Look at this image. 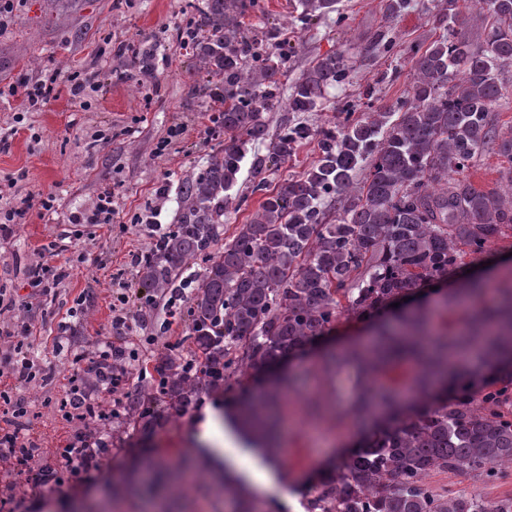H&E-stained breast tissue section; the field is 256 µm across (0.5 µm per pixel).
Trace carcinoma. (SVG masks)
<instances>
[{
    "label": "carcinoma",
    "instance_id": "cac0c4a2",
    "mask_svg": "<svg viewBox=\"0 0 512 512\" xmlns=\"http://www.w3.org/2000/svg\"><path fill=\"white\" fill-rule=\"evenodd\" d=\"M295 19L309 28L345 20L338 0H297ZM430 15L438 36L410 50V97L365 109L343 103L334 125L283 122L270 131L265 113L316 112L326 92L350 82L351 57L334 51L291 86L283 64L297 46L276 28L260 26L264 0H197L193 26L180 33L192 44L195 69L224 99L213 133L224 143L207 164L181 180L173 228L136 262L139 285L151 296L177 287L182 269L201 265L189 305V357L162 355L159 379L144 378L121 394L117 407L96 415L98 429L79 433L74 446L93 443L106 455L116 441L154 433L163 406L193 411L201 400L232 391L303 351L341 320L372 321L381 310L436 285L481 260L512 230V121L492 109L512 95V0H438ZM395 20L415 0H382ZM481 18L485 37L468 34ZM257 20L259 26L246 24ZM381 31L365 53L395 54ZM316 140L318 158L279 186L264 174ZM253 154L251 193L260 195L246 223L224 236L231 190L246 145ZM502 158L494 187L478 189L469 170L484 153ZM363 172L362 181L357 174ZM451 326L418 305L400 329L378 328L371 350H355L368 379L355 415L382 417L357 450L333 465L307 499L306 512H512V496L497 501L440 492L433 472L496 480L512 464V280L489 292L478 278L448 297ZM132 375L120 354L101 364L94 381ZM286 399L280 383L241 401L237 419L263 434L270 459L275 409Z\"/></svg>",
    "mask_w": 512,
    "mask_h": 512
}]
</instances>
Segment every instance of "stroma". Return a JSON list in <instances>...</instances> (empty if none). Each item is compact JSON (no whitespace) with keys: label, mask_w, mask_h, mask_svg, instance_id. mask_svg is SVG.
<instances>
[{"label":"stroma","mask_w":512,"mask_h":512,"mask_svg":"<svg viewBox=\"0 0 512 512\" xmlns=\"http://www.w3.org/2000/svg\"><path fill=\"white\" fill-rule=\"evenodd\" d=\"M382 0H340L343 23H322L301 29L291 17L289 0H265L268 20L298 43L286 71L296 80L314 61L336 50L356 53L351 81L328 89L327 107L305 117L307 124L335 122V107L356 99L374 86L378 101L390 103L410 94L408 69L399 57L435 38L429 23L437 0H416V7L394 22H386ZM0 208H22L14 236L0 241V286L27 295L31 266L67 261L72 271L55 288L53 301L33 299L30 309L5 313V323L26 322L32 340L54 378L35 380L10 391L35 415V459L25 476L15 474L10 461L0 460V486L10 485L12 498L0 501V512H69L80 504L83 512H305L307 497L324 470L328 445L349 434L353 424L335 423L322 410L293 401L281 410L293 429L280 463L269 462L263 451L245 442L230 416L236 393L203 399L191 413L166 409L168 424L150 439L118 444L91 466H67L63 449L81 431L60 404L59 379L73 373L69 361L57 356L58 338L72 350L90 351L93 342L115 338L113 298L120 289L132 292L131 304L141 315L136 335L125 337L130 361L160 352L184 335L188 300L199 281L200 269H183L178 288L161 299L138 297L133 254L148 249L156 234L168 230L175 218V187L206 165L219 140L209 117L221 101L195 76L189 49L176 34L189 24V0H0ZM392 29L398 55L360 57L357 50L377 31ZM149 50L151 71L141 70L135 49ZM398 71L393 81L383 72ZM99 80V87L75 92L82 79ZM53 80L55 96L40 110L26 111L24 88ZM250 160H243L231 191L233 206L224 219L225 231L245 223L257 205L251 195ZM112 191L114 219L109 224H75L74 214L94 207L104 189ZM52 198V208L42 199ZM57 244L60 256L49 246ZM370 328L353 329L341 322L331 340H317L286 367L295 379L307 380L310 393L324 385L316 373L325 347L342 350L365 345ZM218 413L226 444L223 458L211 456L198 434L208 413ZM193 454L211 479L189 492L168 498L113 491L112 484L133 464L167 466ZM57 471L56 480L34 485L43 464ZM240 483L243 493L225 497L214 490V479ZM439 488L479 494L489 499L512 496V467L503 478L486 482L457 480L431 474Z\"/></svg>","instance_id":"stroma-1"}]
</instances>
